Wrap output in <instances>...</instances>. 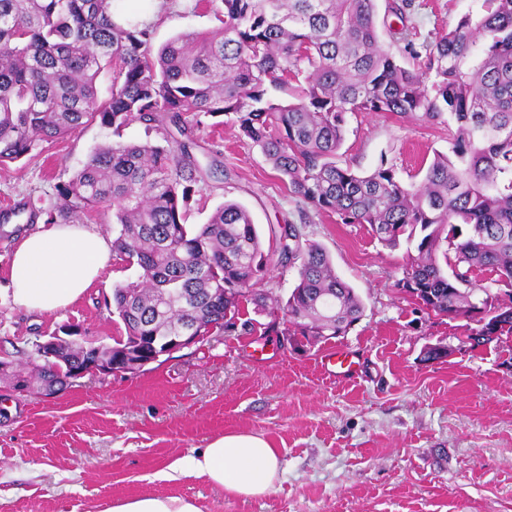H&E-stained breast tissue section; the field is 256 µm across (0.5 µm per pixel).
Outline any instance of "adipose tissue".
I'll list each match as a JSON object with an SVG mask.
<instances>
[{
  "instance_id": "1",
  "label": "adipose tissue",
  "mask_w": 512,
  "mask_h": 512,
  "mask_svg": "<svg viewBox=\"0 0 512 512\" xmlns=\"http://www.w3.org/2000/svg\"><path fill=\"white\" fill-rule=\"evenodd\" d=\"M111 255L106 237L92 224H44L22 237L12 253L8 280L14 304L53 314L77 302L97 281ZM281 453L267 438L227 432L202 451L164 470L170 479L202 478L235 499L268 495L275 487ZM103 512H201L180 497L142 496L113 501Z\"/></svg>"
}]
</instances>
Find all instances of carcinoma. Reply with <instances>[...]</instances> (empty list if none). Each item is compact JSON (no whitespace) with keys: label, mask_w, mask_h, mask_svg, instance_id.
I'll return each instance as SVG.
<instances>
[{"label":"carcinoma","mask_w":512,"mask_h":512,"mask_svg":"<svg viewBox=\"0 0 512 512\" xmlns=\"http://www.w3.org/2000/svg\"><path fill=\"white\" fill-rule=\"evenodd\" d=\"M121 0H0V166L40 142L65 139L98 121L115 135L133 122L163 143L114 142L42 205L47 224H81L112 210V254L139 270L113 285L122 340L176 336L185 328L224 333L251 302L303 337L341 336L364 313L355 290L335 271L326 249L290 221L264 251L249 211L226 201L207 222L185 223L204 177L193 150L202 116L232 114L240 137L260 148L288 184L300 220L333 214L367 224L385 246L415 245L397 286L440 316L466 314L482 295L512 294V0H483L479 13L416 45L404 36L384 49L376 0H206L219 25L180 32L156 47L148 27ZM411 0L388 12L406 24ZM112 70V90L98 78ZM389 112L432 123L453 120L448 151L434 152L417 183H403L383 160L368 174L339 162L347 116ZM294 269L283 303L267 307L253 291L269 268ZM496 275L488 284L474 272ZM499 331L479 326L475 348L512 332V306ZM58 356L72 366L107 347L82 332ZM29 389L50 393L66 373L39 361Z\"/></svg>","instance_id":"cac0c4a2"}]
</instances>
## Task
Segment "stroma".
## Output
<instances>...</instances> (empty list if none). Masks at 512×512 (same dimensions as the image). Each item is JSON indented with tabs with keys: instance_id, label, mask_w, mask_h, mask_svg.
Here are the masks:
<instances>
[{
	"instance_id": "35a3bbf8",
	"label": "stroma",
	"mask_w": 512,
	"mask_h": 512,
	"mask_svg": "<svg viewBox=\"0 0 512 512\" xmlns=\"http://www.w3.org/2000/svg\"><path fill=\"white\" fill-rule=\"evenodd\" d=\"M481 4L414 0L417 41ZM130 7L147 20L156 46L217 25L199 0H131ZM197 136L223 173L199 184L187 224L206 223L227 200L244 205L264 236L270 226L297 220L287 187L232 121L205 117ZM115 138L94 121L0 166V209L54 196L95 148ZM447 148V126L362 113L348 118L341 158L364 173L388 160L406 182ZM35 229L0 222V354L24 362L33 341L68 323L111 344L124 326L106 303L113 285L136 279L137 268L112 259L65 311L26 312L4 287L15 240ZM304 232L364 303L346 335L308 340L268 332V316L248 303L234 331L143 372L88 374L55 396L0 400V512H103L135 496H180L204 512H512V335L463 347L470 321L428 314L397 288L406 250L385 247L368 225L323 215ZM437 346L447 355L426 360L427 348ZM339 348L356 357L353 380L320 365ZM238 431L281 450L283 473L268 495L242 501L201 479L161 478L175 459Z\"/></svg>"
}]
</instances>
